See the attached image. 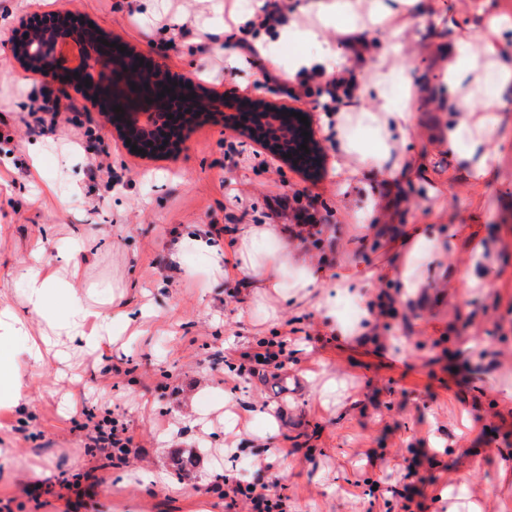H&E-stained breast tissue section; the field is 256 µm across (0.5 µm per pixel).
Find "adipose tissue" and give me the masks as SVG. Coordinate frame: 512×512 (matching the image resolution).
<instances>
[{"instance_id": "adipose-tissue-1", "label": "adipose tissue", "mask_w": 512, "mask_h": 512, "mask_svg": "<svg viewBox=\"0 0 512 512\" xmlns=\"http://www.w3.org/2000/svg\"><path fill=\"white\" fill-rule=\"evenodd\" d=\"M318 18L319 26L300 34L302 40L318 43L317 54L297 55L285 69L280 66L279 49L292 36L288 25L277 24L259 33L245 27L228 26L224 29V41L252 44L266 71L278 75L288 84L296 83L303 70L346 75L369 66L368 89L374 95V110L355 111L352 101L345 100L329 115L336 145L335 166L337 171L347 172L355 182L372 171L385 179H394L398 167L390 162L392 151L407 145L421 107L420 97L407 95L397 99L390 93L395 70L389 67L388 61L399 55L400 46L391 41L370 43L361 40L345 48L325 40L323 29L328 25L352 32L354 14L350 0H332L319 11ZM511 85L512 69L500 68L494 91L480 101V115L461 111L448 116V125L444 129L448 150L466 162L473 178L485 181L493 175L498 156L489 145L499 123L503 93ZM354 124L373 133L376 144L372 150L355 146L350 141L347 132ZM232 246L235 263L229 272L241 279L250 293L265 300L278 299L300 311L309 306L316 307L336 336H359L367 342L373 336L370 324L380 310L398 303L413 307L422 303L428 265L446 250L448 239L420 228L410 231L402 238L398 250L399 278L388 291L376 296L364 295L367 276L356 270L337 277L334 295L321 293L315 267L306 255L289 246L277 225H239L233 233ZM96 248L94 238L78 236L72 241L70 257L59 269L52 270L42 264L25 266L16 275L24 290L23 308L0 306V406L10 409L16 416L30 413L32 400L28 389L32 383L43 379L48 366L45 348L49 339L44 335H32L31 321L45 323L81 349L102 348L106 334L118 326L128 327L131 322L128 313L119 306L111 315H103L77 286L82 274L77 257L92 254ZM342 298L361 299L360 323L349 327L341 324L337 307Z\"/></svg>"}]
</instances>
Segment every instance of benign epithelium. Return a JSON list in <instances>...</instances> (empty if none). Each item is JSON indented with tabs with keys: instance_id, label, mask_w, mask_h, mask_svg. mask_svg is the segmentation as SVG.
<instances>
[{
	"instance_id": "obj_1",
	"label": "benign epithelium",
	"mask_w": 512,
	"mask_h": 512,
	"mask_svg": "<svg viewBox=\"0 0 512 512\" xmlns=\"http://www.w3.org/2000/svg\"><path fill=\"white\" fill-rule=\"evenodd\" d=\"M29 54L34 61L30 64L21 59L17 48L19 43L12 42L11 56L15 63L26 73L38 71L51 76L66 88L69 83L61 80L66 69L56 61L59 48L68 43L81 46L80 62L74 71L89 80L78 89L91 104L98 108L107 124L111 125L118 139L126 144L142 149L156 138L166 134L168 113L159 112V103L170 101L180 106L184 112L185 125L208 112H215L224 106L220 95H205L201 92L191 96L187 87L193 84L191 77L183 75L173 77L162 74L164 65L148 60L140 63L142 55L128 47L120 52L118 47L106 46L102 41L112 39L98 24H89L85 20L79 26L73 25L68 15L61 13L53 17L52 23L45 27L31 29ZM163 97H158V94ZM121 107L123 117H112L113 108ZM254 107L261 113V127L258 130L243 131L229 127L227 131L247 133L261 140L266 149L274 156L294 164L298 153V127L294 125L293 116L288 110L261 97L254 100ZM131 143H126V140ZM290 158H285V155Z\"/></svg>"
}]
</instances>
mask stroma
<instances>
[{"mask_svg":"<svg viewBox=\"0 0 512 512\" xmlns=\"http://www.w3.org/2000/svg\"><path fill=\"white\" fill-rule=\"evenodd\" d=\"M478 0H422L401 37L399 72L408 86H430L431 96L405 150L398 176L343 185L335 173L336 147L323 130L326 81L291 101L289 86L262 78L256 55L224 44L233 0H0V289L20 305L17 270L37 261L58 264L73 229L100 240L83 264L82 288L99 301L120 295L132 314L149 321L131 327L108 357L55 360L32 390L33 416L25 430L0 411V446L15 449L17 477L0 480V507L11 512H245L228 508L212 485L216 475L237 478L236 462L276 482L288 512H512V100L493 148L502 158L492 179L472 182L450 156L442 126L448 103L476 95L442 82L432 50L448 38L475 45L493 39L492 60L512 66V28L490 36L480 27ZM72 12L95 21L169 73L188 74L222 95L246 92L293 102L320 141L323 165L308 177L280 162L259 164L255 143L205 122L175 157L146 159L127 152L81 94L68 90L57 127L41 125L39 106L57 97L51 80L23 73L9 55L18 21L34 13ZM182 15L185 29L170 20ZM480 56V63H487ZM58 98V97H57ZM235 151H228V143ZM104 157L109 170L91 177ZM425 175L413 178L412 161ZM303 190L327 222L318 239L290 243L309 255L323 283L338 271L398 276L393 245L408 225L437 233L466 224L494 244L481 285L464 288L429 277V301L397 306L377 318L384 342L338 338L316 308H278L277 333L288 337V361L267 377L237 372L239 356L262 334L267 304L250 298L238 279L224 277L199 252L181 264L171 256L187 230L210 225L274 224L276 198ZM48 244L33 255L37 237ZM493 368L477 364L483 350ZM336 390L323 396L325 380ZM111 410L127 422L138 444L127 463L106 465L88 454L76 410ZM196 465L179 474L178 457ZM419 460V473L408 465ZM187 485L196 497L172 494Z\"/></svg>","mask_w":512,"mask_h":512,"instance_id":"stroma-1","label":"stroma"}]
</instances>
